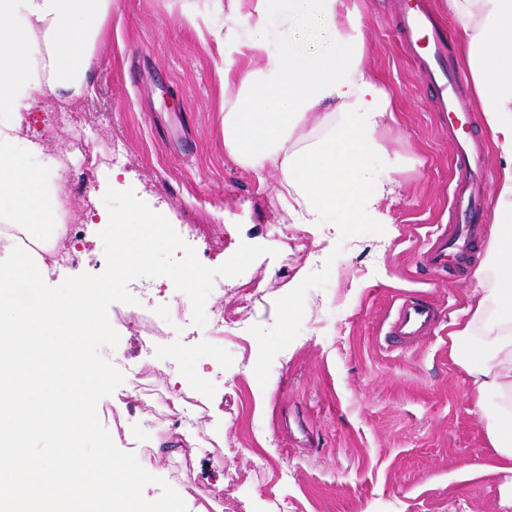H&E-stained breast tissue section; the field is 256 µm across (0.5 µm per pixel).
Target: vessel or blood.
<instances>
[{
    "label": "vessel or blood",
    "mask_w": 512,
    "mask_h": 512,
    "mask_svg": "<svg viewBox=\"0 0 512 512\" xmlns=\"http://www.w3.org/2000/svg\"><path fill=\"white\" fill-rule=\"evenodd\" d=\"M399 24L403 34L412 40L423 29L432 26L433 21L426 9L415 6L401 15ZM423 65L436 90L439 110L453 115L456 121L466 120L468 109L460 95L463 75L448 61V37L444 31H436ZM453 196L461 213V223L452 232L444 231L430 239L424 251L426 263L436 268L446 267L449 257L462 251L469 239V223L479 213L481 190L473 178L460 180ZM436 317V310L429 304L403 302L390 325V333L404 339L427 335Z\"/></svg>",
    "instance_id": "vessel-or-blood-1"
}]
</instances>
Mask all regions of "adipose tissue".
<instances>
[{"label": "adipose tissue", "instance_id": "adipose-tissue-1", "mask_svg": "<svg viewBox=\"0 0 512 512\" xmlns=\"http://www.w3.org/2000/svg\"><path fill=\"white\" fill-rule=\"evenodd\" d=\"M461 25L462 52L478 106L501 160L497 206L478 289L465 320L448 337L488 424L495 473L512 474V0H446ZM110 0H0V218L18 224L32 249L0 240V512H142L148 467L108 450L88 455L97 429L92 395L108 376L88 365V338L108 335L96 297L104 284L78 280L67 295L46 283L66 247L68 225L56 213L35 151L21 150L17 109L78 91ZM228 0V23L215 33L229 85L240 68L241 92L224 104V145L241 163L280 169L288 212L302 224H385L380 204L396 192L376 176L375 133L396 107L362 66L360 21L347 0ZM317 24L329 49L313 55L269 49L268 26ZM313 134H305V127ZM126 235L117 278L133 273L163 237L159 215H112ZM52 433L55 455L35 461L29 440Z\"/></svg>", "mask_w": 512, "mask_h": 512}]
</instances>
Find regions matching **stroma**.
<instances>
[{
  "label": "stroma",
  "mask_w": 512,
  "mask_h": 512,
  "mask_svg": "<svg viewBox=\"0 0 512 512\" xmlns=\"http://www.w3.org/2000/svg\"><path fill=\"white\" fill-rule=\"evenodd\" d=\"M403 2L351 0L362 21V65L402 107L375 133L386 153L374 158L375 170L397 186L382 203L387 224L336 233L291 223L281 171L255 174L225 149L224 100L239 85L221 86L212 37L183 20L207 0H112L86 88L20 107L21 146L37 148L54 187L73 190V205L86 209L74 260L48 287L62 293L78 277L112 280L115 249L102 216L134 205L166 222L164 241L131 280L97 300L107 319L150 306L162 335L147 353L136 327H119L87 341L83 355L118 383L149 363L158 393L193 389L223 453L129 410L140 442L168 447L144 502L173 500L182 512H279L283 499L292 512H512V476L485 473L494 457L486 421L448 355V332L463 318L485 255L498 159L479 110L462 127L436 110L420 51L398 26ZM76 135L97 154L119 144L120 161L86 173ZM461 136L479 144L484 215L467 261L433 269L421 253L453 221ZM61 153L69 166L57 164ZM184 259L203 271L190 288L163 278ZM242 288L249 306L239 328L214 335L211 308H236ZM406 298L443 317L429 335L400 344L387 331ZM186 354L199 370L174 380ZM215 486L225 503L212 500Z\"/></svg>",
  "instance_id": "35a3bbf8"
}]
</instances>
